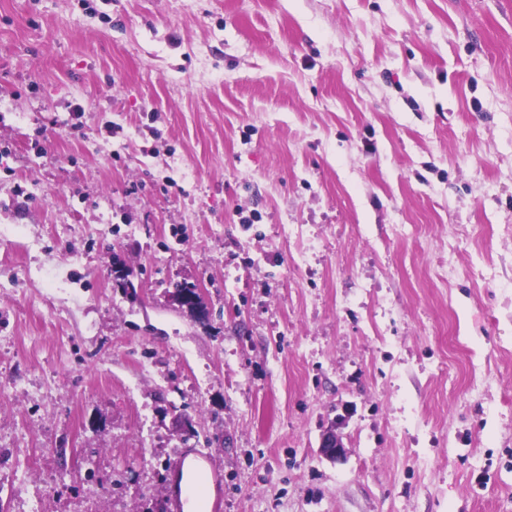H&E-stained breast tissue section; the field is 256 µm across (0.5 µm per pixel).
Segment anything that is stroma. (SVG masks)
Returning <instances> with one entry per match:
<instances>
[{
  "label": "stroma",
  "mask_w": 512,
  "mask_h": 512,
  "mask_svg": "<svg viewBox=\"0 0 512 512\" xmlns=\"http://www.w3.org/2000/svg\"><path fill=\"white\" fill-rule=\"evenodd\" d=\"M0 389V512H512V0H0ZM320 453L329 460L340 461L346 456V448L342 437L335 429H330L322 435Z\"/></svg>",
  "instance_id": "stroma-1"
}]
</instances>
